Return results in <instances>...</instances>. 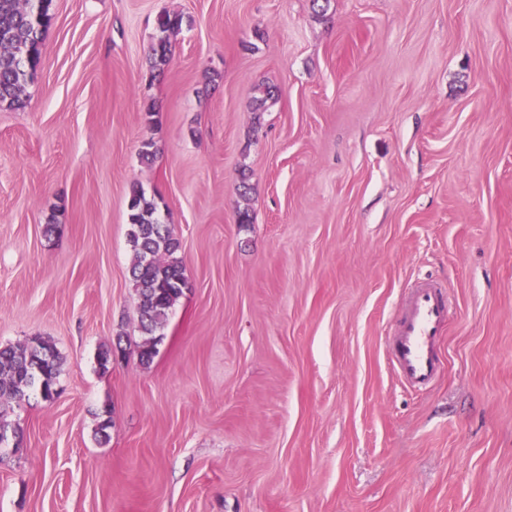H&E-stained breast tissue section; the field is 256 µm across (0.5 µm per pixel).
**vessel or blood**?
Returning a JSON list of instances; mask_svg holds the SVG:
<instances>
[{
	"label": "vessel or blood",
	"instance_id": "obj_1",
	"mask_svg": "<svg viewBox=\"0 0 512 512\" xmlns=\"http://www.w3.org/2000/svg\"><path fill=\"white\" fill-rule=\"evenodd\" d=\"M449 304L440 285L420 282L405 294L402 315L386 342L388 358L402 380L423 388L443 370L440 338L448 321Z\"/></svg>",
	"mask_w": 512,
	"mask_h": 512
}]
</instances>
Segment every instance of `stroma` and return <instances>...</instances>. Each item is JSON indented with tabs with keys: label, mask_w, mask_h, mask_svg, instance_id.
Wrapping results in <instances>:
<instances>
[{
	"label": "stroma",
	"mask_w": 512,
	"mask_h": 512,
	"mask_svg": "<svg viewBox=\"0 0 512 512\" xmlns=\"http://www.w3.org/2000/svg\"><path fill=\"white\" fill-rule=\"evenodd\" d=\"M165 11L184 25L151 82ZM53 12L0 107V345L40 336L63 366L9 415L0 512H512V0ZM137 187L189 280L147 365ZM423 277L458 312L417 393L384 336Z\"/></svg>",
	"instance_id": "obj_1"
}]
</instances>
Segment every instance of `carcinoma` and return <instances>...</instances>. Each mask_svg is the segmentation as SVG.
<instances>
[{"mask_svg":"<svg viewBox=\"0 0 512 512\" xmlns=\"http://www.w3.org/2000/svg\"><path fill=\"white\" fill-rule=\"evenodd\" d=\"M53 0H38V21H33V0H0V106H23L25 85L34 78L43 55V35L51 25ZM184 17L162 13L157 18L160 37L151 47L152 77L163 73L171 52V39L182 30ZM128 244L134 254L130 268L132 288L138 297L142 333L139 358L152 361L169 315L185 288V270L179 257L180 242L167 224L159 222L157 201L141 190L129 200ZM62 367L56 347L39 336L27 343L0 348V430L17 434L7 418V408L26 400L38 389L42 399H52Z\"/></svg>","mask_w":512,"mask_h":512,"instance_id":"1","label":"carcinoma"}]
</instances>
